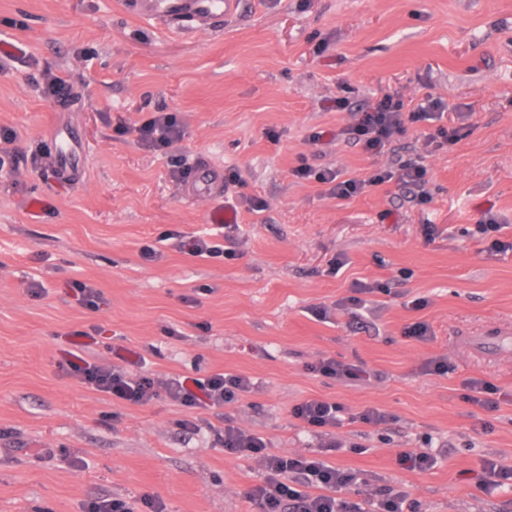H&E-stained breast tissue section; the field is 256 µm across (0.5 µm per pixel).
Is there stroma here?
I'll list each match as a JSON object with an SVG mask.
<instances>
[{"mask_svg":"<svg viewBox=\"0 0 512 512\" xmlns=\"http://www.w3.org/2000/svg\"><path fill=\"white\" fill-rule=\"evenodd\" d=\"M46 71L73 88L69 109L45 96ZM387 91L466 106L468 136L429 153L412 125L374 159L345 141L321 155L307 144L351 120L326 99L359 109ZM160 109L184 125L164 152L137 133ZM53 124L77 134L79 179L57 175ZM0 125L19 131L9 149L28 158L0 173V512L145 495L166 512H256L246 493L266 473L218 444L228 424L276 452L359 470L362 492L406 491L422 512H512V486L477 483L485 460L512 466V251L491 247L512 241V0H241L205 35L137 16L128 0H0ZM416 152L426 205L393 182L341 200L292 175L304 162L364 178ZM201 153L239 168L241 183L208 202L187 196L182 161ZM228 201L234 229L216 223ZM488 211L501 229L482 234ZM169 230L236 255H192ZM79 283L99 291L98 308L79 303ZM357 283L374 288L365 308H342ZM314 306L332 308L330 321ZM415 322L430 341L405 337ZM67 351L101 366L132 351L161 382L240 373L253 389L212 410L164 395L130 404L61 369ZM325 357L371 377L311 373ZM433 358L447 373L426 371ZM473 378L500 394L496 409L468 401ZM316 397L344 409L341 450L323 452L291 415ZM367 408L391 422L354 421ZM187 418L196 430L182 429ZM408 448L434 468H402Z\"/></svg>","mask_w":512,"mask_h":512,"instance_id":"obj_1","label":"stroma"}]
</instances>
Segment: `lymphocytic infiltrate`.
Returning a JSON list of instances; mask_svg holds the SVG:
<instances>
[{"label": "lymphocytic infiltrate", "mask_w": 512, "mask_h": 512, "mask_svg": "<svg viewBox=\"0 0 512 512\" xmlns=\"http://www.w3.org/2000/svg\"><path fill=\"white\" fill-rule=\"evenodd\" d=\"M447 111V104L438 98L428 96L411 106L405 104L399 93L388 92L356 112L353 123L335 130L312 132L307 141L319 148L344 140L358 146L367 156L379 157L390 151L408 125L433 120L438 127L435 132L425 134V144L432 150H442L461 139V122L465 118L460 112L456 115L457 126H441ZM137 132L142 141L159 150L183 136L177 115L170 112L152 113ZM292 174L299 179L315 178L327 185L331 196L339 199L354 197L367 188L394 180L412 192L419 203L431 200L427 190L428 170L416 158L400 161L396 169H384L366 179L344 178L336 170L316 169L307 164L294 168ZM66 366L96 390L134 404L148 403L163 392L185 407L206 409L233 402L252 389L249 377L226 372L194 379L189 386L174 377L160 389L151 376L130 373L122 366L102 368L80 358L67 359ZM219 442L225 451L259 460L267 470L265 482L247 493L257 512H418L417 503L406 492L390 488L380 489L358 502L347 500V492L361 480L359 472L305 455L273 453L262 437L239 427L225 426Z\"/></svg>", "instance_id": "1"}]
</instances>
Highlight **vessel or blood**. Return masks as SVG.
Here are the masks:
<instances>
[{"instance_id": "vessel-or-blood-1", "label": "vessel or blood", "mask_w": 512, "mask_h": 512, "mask_svg": "<svg viewBox=\"0 0 512 512\" xmlns=\"http://www.w3.org/2000/svg\"><path fill=\"white\" fill-rule=\"evenodd\" d=\"M239 0H136L135 9L144 17L164 21L185 33L216 31L237 12ZM56 145L55 166L66 177L78 173L75 155V135L68 128H54ZM223 177L208 160H200L195 174L185 186L188 194L209 198L220 194Z\"/></svg>"}]
</instances>
